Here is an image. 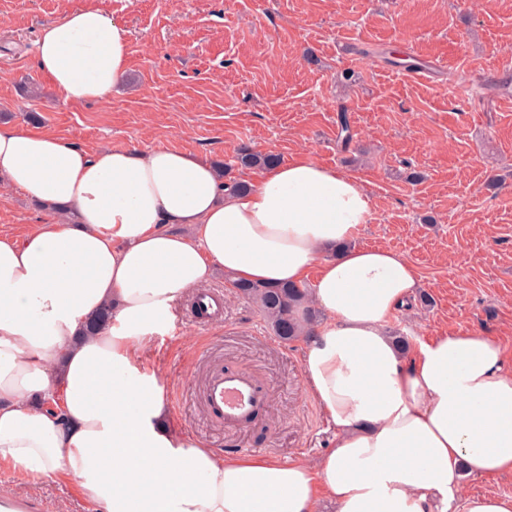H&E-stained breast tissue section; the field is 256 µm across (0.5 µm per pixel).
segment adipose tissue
Instances as JSON below:
<instances>
[{
	"mask_svg": "<svg viewBox=\"0 0 512 512\" xmlns=\"http://www.w3.org/2000/svg\"><path fill=\"white\" fill-rule=\"evenodd\" d=\"M35 45L67 103L108 100L126 74L128 31L93 8L45 25ZM0 188L69 215L0 236V462L74 482L98 512H316L322 497L336 512H448L463 476L512 475L499 340L398 348L385 324L420 278L401 254L355 245L373 212L354 175L300 155L232 192L187 151H89L2 123ZM217 268L247 283L311 281L322 318L305 386L336 429L316 462L226 457L170 428L142 359ZM105 308L110 323L89 333Z\"/></svg>",
	"mask_w": 512,
	"mask_h": 512,
	"instance_id": "obj_1",
	"label": "adipose tissue"
}]
</instances>
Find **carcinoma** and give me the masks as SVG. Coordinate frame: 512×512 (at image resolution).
<instances>
[{
    "mask_svg": "<svg viewBox=\"0 0 512 512\" xmlns=\"http://www.w3.org/2000/svg\"><path fill=\"white\" fill-rule=\"evenodd\" d=\"M238 160L247 167H265L278 161V157L244 149L239 153ZM233 287L257 305L271 335L284 343H290L305 335V326L297 320L295 311L306 302V286H266L235 282Z\"/></svg>",
    "mask_w": 512,
    "mask_h": 512,
    "instance_id": "cac0c4a2",
    "label": "carcinoma"
}]
</instances>
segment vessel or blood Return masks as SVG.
<instances>
[{
    "instance_id": "b4317fda",
    "label": "vessel or blood",
    "mask_w": 512,
    "mask_h": 512,
    "mask_svg": "<svg viewBox=\"0 0 512 512\" xmlns=\"http://www.w3.org/2000/svg\"><path fill=\"white\" fill-rule=\"evenodd\" d=\"M196 321L207 324L224 310V296L202 292L195 298ZM271 390L249 372L215 365L209 371L199 398L209 414L229 427L247 424L269 402Z\"/></svg>"
}]
</instances>
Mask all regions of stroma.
<instances>
[{
	"label": "stroma",
	"instance_id": "stroma-1",
	"mask_svg": "<svg viewBox=\"0 0 512 512\" xmlns=\"http://www.w3.org/2000/svg\"><path fill=\"white\" fill-rule=\"evenodd\" d=\"M81 7L126 26L128 72L107 101L71 105L37 69L35 41ZM32 112L83 148L174 147L228 165L230 180L254 175L244 148L354 174L373 203L356 245L392 248L420 277L389 329L413 345L494 336L512 363V0H0V118ZM44 218L20 193L0 202V234ZM207 288L223 293L222 317L201 327L179 303L145 359L171 428L227 457L317 460L336 432L305 387L304 341L279 342L223 272ZM219 362L271 386L250 426L216 422L197 397ZM0 488L89 512L73 483L6 464Z\"/></svg>",
	"mask_w": 512,
	"mask_h": 512
}]
</instances>
